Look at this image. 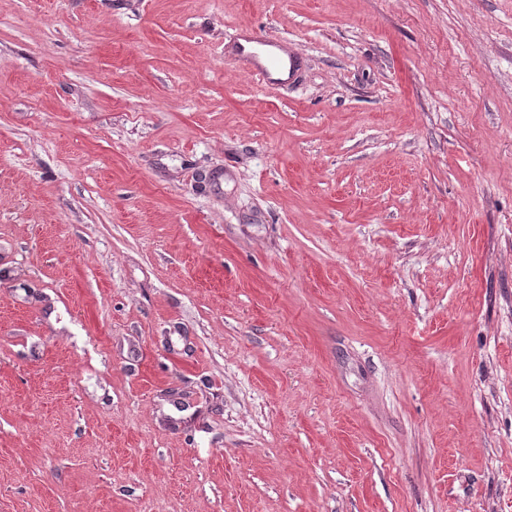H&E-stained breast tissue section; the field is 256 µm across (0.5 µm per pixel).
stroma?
Here are the masks:
<instances>
[{"label":"stroma","instance_id":"obj_1","mask_svg":"<svg viewBox=\"0 0 512 512\" xmlns=\"http://www.w3.org/2000/svg\"><path fill=\"white\" fill-rule=\"evenodd\" d=\"M0 512H512V0H0ZM238 69L250 76L258 77L263 83L275 85L280 83L273 78V72L262 61V57L274 56L283 50V43L272 37L266 29L253 27L237 28L230 37Z\"/></svg>","mask_w":512,"mask_h":512}]
</instances>
